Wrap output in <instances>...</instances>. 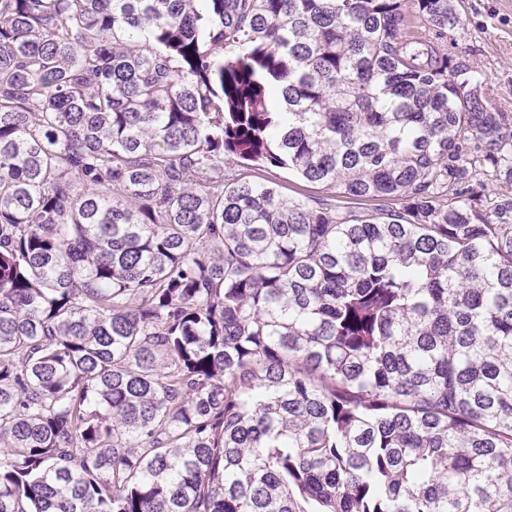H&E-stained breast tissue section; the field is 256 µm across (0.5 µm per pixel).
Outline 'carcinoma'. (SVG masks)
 Returning a JSON list of instances; mask_svg holds the SVG:
<instances>
[{
  "label": "carcinoma",
  "instance_id": "obj_1",
  "mask_svg": "<svg viewBox=\"0 0 512 512\" xmlns=\"http://www.w3.org/2000/svg\"><path fill=\"white\" fill-rule=\"evenodd\" d=\"M460 22L0 0V512H512V201L466 185L512 130ZM241 173V178L275 185L285 196H310L332 203L341 211L362 210L373 208V202L352 200L334 197L336 194L321 185L309 184L300 180L292 171L288 169H270L256 171H237ZM370 204V205H369Z\"/></svg>",
  "mask_w": 512,
  "mask_h": 512
}]
</instances>
